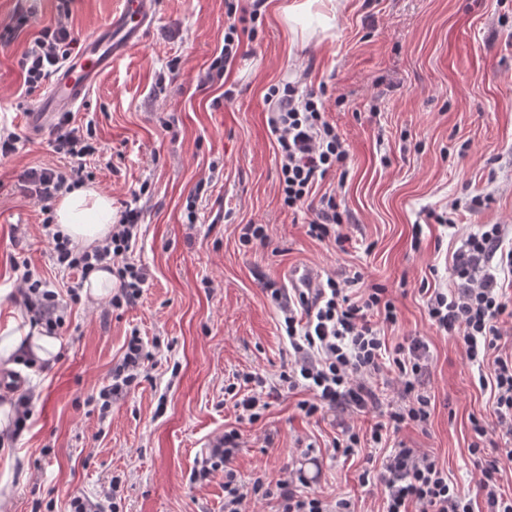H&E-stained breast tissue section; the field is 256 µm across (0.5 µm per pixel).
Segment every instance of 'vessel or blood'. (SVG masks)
Wrapping results in <instances>:
<instances>
[{"label": "vessel or blood", "mask_w": 512, "mask_h": 512, "mask_svg": "<svg viewBox=\"0 0 512 512\" xmlns=\"http://www.w3.org/2000/svg\"><path fill=\"white\" fill-rule=\"evenodd\" d=\"M157 7L158 0H123L119 10L85 35L80 49L61 62L44 95L30 109L29 129L43 131L56 117L78 111L103 75L111 70L113 62L141 45ZM288 279L292 287L310 291L319 284L317 271L309 266L292 268Z\"/></svg>", "instance_id": "1"}]
</instances>
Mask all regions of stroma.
Segmentation results:
<instances>
[{"label": "stroma", "mask_w": 512, "mask_h": 512, "mask_svg": "<svg viewBox=\"0 0 512 512\" xmlns=\"http://www.w3.org/2000/svg\"><path fill=\"white\" fill-rule=\"evenodd\" d=\"M121 2L0 0V127L21 137L0 158V320L25 313L15 266L26 261L58 292L68 325L52 362L9 369L36 399L22 435L0 445V475L11 472L14 486L0 512H67L70 496H99L115 476L124 481L122 512H224L223 472L202 485L190 475L208 442L234 426L242 479L260 470L274 482L300 467L312 491L379 512L380 487L361 486L357 474L383 449L346 460L332 448L342 425L368 428L374 414L309 419L296 407L308 391L283 389L258 421L241 423L224 394L234 374L274 381L287 370L271 291L288 287L289 269L300 264L323 275L359 271L365 284L387 288L398 311L388 340L429 345L431 417L396 438L434 454L471 491L479 470L468 453L470 419L490 417V392L459 345L430 324L421 288L451 286L462 237L484 224L512 226V0H337L330 30L295 35L282 13L291 0H267L229 74V102L220 82L206 79L224 44V0H158L141 47L113 63L74 115L93 129L101 153L86 164L113 209L147 188L130 255L147 282L134 306L114 310L86 294L72 301L79 272L51 261L40 205L22 177L65 160L47 135L29 134L17 102L18 60L43 27L65 12L81 37ZM173 60L180 72L172 78ZM284 81L327 86L326 118L350 163L346 177L329 175L318 190L335 192L348 216L345 248L310 237L309 212L283 205L264 94ZM191 201L194 224L186 221ZM446 212L452 225L435 220ZM247 224L266 225L267 242L242 244ZM134 332L152 345V358L138 385L99 418L91 398L110 383Z\"/></svg>", "instance_id": "1"}]
</instances>
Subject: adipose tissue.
<instances>
[{
    "instance_id": "1",
    "label": "adipose tissue",
    "mask_w": 512,
    "mask_h": 512,
    "mask_svg": "<svg viewBox=\"0 0 512 512\" xmlns=\"http://www.w3.org/2000/svg\"><path fill=\"white\" fill-rule=\"evenodd\" d=\"M112 200L96 189L81 186L63 195L55 210V222L71 243L93 248L112 231ZM61 345L59 337L32 327L20 317L11 316L0 323V364L25 351L35 359L46 360Z\"/></svg>"
}]
</instances>
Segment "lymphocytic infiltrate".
Here are the masks:
<instances>
[{
	"mask_svg": "<svg viewBox=\"0 0 512 512\" xmlns=\"http://www.w3.org/2000/svg\"><path fill=\"white\" fill-rule=\"evenodd\" d=\"M263 4L264 0H252L249 8L242 9L235 0H224L229 23L208 80L230 73L241 54L244 37L255 34L253 24ZM77 42L64 23L42 29L19 61L26 93H34ZM325 94V87L304 89L299 82L287 81L271 85L264 99L267 124L276 141L284 205L310 211L309 236L319 240L331 237L341 246L347 237L340 231L344 217L335 195L314 193L328 175L345 172L349 161L344 139L325 118ZM49 146L52 152L68 158V165L60 170H31L25 181L42 205V228L55 265L85 276L96 269L112 272L119 282L110 300L112 307L134 305L147 281L145 270L130 259L139 237V208L125 205L103 244L89 251L72 250L68 237L53 228L51 204L64 192L90 181L92 174L84 159L95 154L97 148L90 135L72 126L67 114L56 123ZM504 234L503 225L485 224L462 238L453 255V287L424 290L432 326L459 343L468 361L490 368L489 375L480 377L479 382L490 385L493 391L494 420L471 421L469 452L481 476L474 491L464 493L434 455L398 444L383 457L379 468L363 469L358 476L360 485L381 486V512H476L480 503L485 512H512V492L501 483L503 464L512 462V448L499 444L500 439H512V352L502 345V325L512 318V300L507 297L502 276L512 273V250H503ZM361 279V272L356 271L340 279L327 277L311 292L272 290V297L280 303L293 359L275 383L257 373L239 374V381L251 389L236 402L239 420H259L267 407V397L283 386L308 391V398L300 400L297 407L309 418L327 411L378 410L381 402L377 379L388 369L397 375L398 404L386 412L384 422L376 423L366 433L344 429L341 438L333 442L336 454L346 458L355 455L361 446L379 447L387 441L388 431L427 422L431 398L423 387L429 369L426 344L418 338L388 343L381 327L396 324V307L387 288L378 284L352 294V285ZM20 280L18 292L32 323L51 334L62 329L64 319L59 313L57 292L29 269ZM150 357L142 338L129 336L122 357L112 368L110 384L98 393L100 417H107L113 403L136 385ZM241 444L238 429L225 430L210 443L191 475L193 482L202 484L215 471H223L224 512H246L248 503L268 498L279 500L281 512H355L349 499L331 501L308 491V481L299 470L289 471L274 483L262 473L241 480L232 466Z\"/></svg>",
	"mask_w": 512,
	"mask_h": 512,
	"instance_id": "f902f5d3",
	"label": "lymphocytic infiltrate"
}]
</instances>
